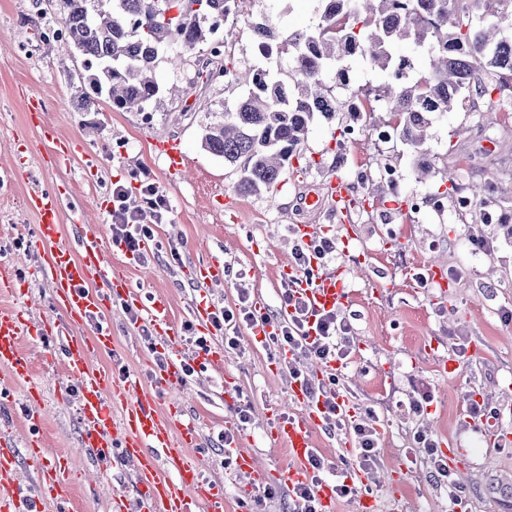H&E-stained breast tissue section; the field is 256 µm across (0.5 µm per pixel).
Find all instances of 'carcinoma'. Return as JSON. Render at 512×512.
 <instances>
[{
	"instance_id": "carcinoma-1",
	"label": "carcinoma",
	"mask_w": 512,
	"mask_h": 512,
	"mask_svg": "<svg viewBox=\"0 0 512 512\" xmlns=\"http://www.w3.org/2000/svg\"><path fill=\"white\" fill-rule=\"evenodd\" d=\"M225 0H58L66 51L83 58L81 93L86 112L103 100L118 112H152L176 89L157 75L165 55L177 66L187 57L223 56L212 46V20L224 15ZM317 20L300 31L279 33L281 52L294 63L293 82L260 67L234 71L246 90L234 109L216 112L205 126L203 147L240 174L235 191L258 193L277 184L293 161L315 118L333 119L347 100L374 101L388 114L398 139L416 156L419 181L436 175L428 159V129L453 110L465 92L489 101L512 87V0H473L483 23L457 0H316ZM400 42L427 50L429 67L395 53ZM358 59L384 75L372 92L350 84L349 61ZM344 83L348 99H336L329 81Z\"/></svg>"
}]
</instances>
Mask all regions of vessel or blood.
<instances>
[{"instance_id":"1","label":"vessel or blood","mask_w":512,"mask_h":512,"mask_svg":"<svg viewBox=\"0 0 512 512\" xmlns=\"http://www.w3.org/2000/svg\"><path fill=\"white\" fill-rule=\"evenodd\" d=\"M156 148L164 156L170 172L185 169L187 158L179 143L164 141ZM330 201L341 219L342 244L353 238L348 214L353 197L343 179L330 181L325 196H310L307 203L320 208ZM27 207L38 222L32 229L30 245L48 248L47 274L52 282L55 307L77 321L105 311L111 301L141 307L140 294L117 270L107 267L111 243L104 241L93 224L82 227L81 248L72 252L61 246L59 191L30 193ZM311 273L284 267L282 280L302 294L311 314L345 306L349 291L341 272L324 271L320 262H312ZM153 340L158 349L172 348L179 334L177 325L165 315V303L155 298L150 313ZM26 331L20 310L14 306L0 308V404L13 401L17 387L34 394V381L27 359L21 350ZM112 346L110 327L99 326L92 335L70 336L60 347V358L68 373L79 384L78 414L83 424L81 446L96 459L123 458L132 463L139 489L140 512H222L224 500L201 480L198 463L204 453L195 423L183 420L178 403H171L168 413L159 412L153 399L141 395L136 379L116 377L109 369L96 366L93 359ZM155 389L174 390L184 383L179 358H169L152 375ZM289 399L296 413L284 416L272 408L275 420L269 432L271 446L286 447L290 462L280 474L288 486L309 481L308 458L314 447L317 429L323 425L320 406L311 402L301 382L290 385ZM122 403L125 412L120 422L112 420V406ZM29 461L36 471V481L28 485L17 478V454L10 441L0 440V512H68V463L47 455L42 446L41 412L30 405L26 415ZM230 455L236 473L247 476L252 484H264L268 478L253 454L236 444Z\"/></svg>"}]
</instances>
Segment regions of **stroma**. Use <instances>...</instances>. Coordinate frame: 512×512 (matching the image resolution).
<instances>
[{
  "label": "stroma",
  "instance_id": "1",
  "mask_svg": "<svg viewBox=\"0 0 512 512\" xmlns=\"http://www.w3.org/2000/svg\"><path fill=\"white\" fill-rule=\"evenodd\" d=\"M314 0H244L243 14L269 16L283 29H302L315 20ZM60 14L45 0H0V260L16 261L20 276L14 290L0 291V304L25 303L32 327L44 322L69 325L51 303L46 253L26 246L37 217L25 205L30 192L63 188L61 221L64 242L77 248L78 224H102V209L112 204V185L138 191L155 185L170 211L162 223L143 212L151 224L157 249L144 262L130 267L132 285L142 297L162 295L169 316L178 323L193 319L197 301L218 308L234 305L239 289H249L255 302L269 310L279 307L281 267L293 264L297 224L327 226L339 237V219L329 209H313L306 199L325 195L329 181L344 178L356 184L359 169H376L390 161L400 172L397 189L382 184L373 206L352 211L354 238L348 253H338L329 267L345 266L350 299L340 310L350 319L352 340L347 367L341 376L346 392L363 410L373 411L378 432L379 463L366 474L363 493L375 503L374 512H512V414L497 419L495 437L473 430L461 411L468 403L488 408L512 406V239L500 225L486 224L480 211L459 214L454 195H446L443 214L431 208L402 210L393 203L400 195L414 201L437 191L438 182L415 179L413 158L398 140L379 142L375 131H364L362 142L337 148L336 124L349 121L340 112L335 124L318 120L303 146L304 169H288L283 187L241 196L233 187V166L201 147L210 113L232 106L237 90L199 78L206 57H195L178 68L160 59L157 71L177 85L178 97L165 100L153 112H98L80 106L78 75L82 59L58 52L46 30L60 24ZM37 94L39 119H31L24 100ZM180 141L187 167L170 175L154 145ZM70 146L69 159H55L58 143ZM428 149L439 169L454 167L472 156L459 183L469 187L495 180L512 185V121H491L482 99L463 96L458 106L436 118L429 130ZM476 238L490 239L489 248L475 249ZM178 259H171L170 247ZM198 259L224 266L223 283L201 286L191 279ZM445 271L448 288L420 283L430 265ZM107 317L113 344L99 365H123L151 388L156 367L142 328L147 318L131 322L123 305L113 303ZM21 349L32 362L41 390L43 440L47 448L69 455L72 472L68 493L72 512H111L114 495H124L137 507L139 494L131 466L100 462L80 446L78 383L63 365L53 362L54 349L36 336L25 335ZM271 349L252 346L240 333L236 348L226 350L219 371H197L183 391L185 418L195 420L208 451L201 461L204 478L224 498V512L249 507L247 487L224 464L218 436L236 424L240 404L250 406L249 449L258 463L277 475L288 463V451L269 447L264 439L271 403L295 407L288 401L287 371L271 369ZM427 397L428 408L415 414L409 402ZM423 431L440 450L449 441L468 443L467 463L453 467L451 483L437 479L413 437ZM11 439L19 456V478L33 482L27 463L26 416L23 402L0 409V437ZM406 459L408 469L396 473Z\"/></svg>",
  "mask_w": 512,
  "mask_h": 512
}]
</instances>
